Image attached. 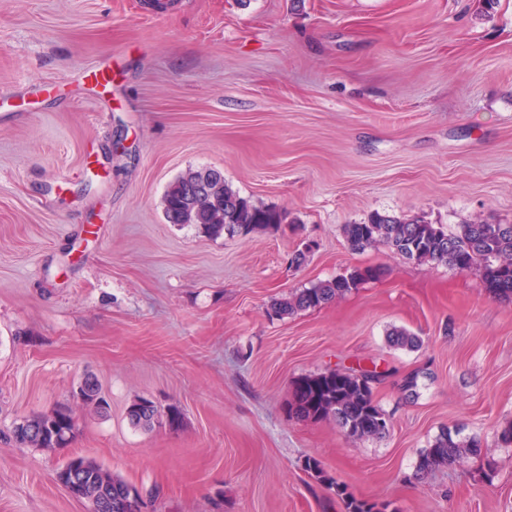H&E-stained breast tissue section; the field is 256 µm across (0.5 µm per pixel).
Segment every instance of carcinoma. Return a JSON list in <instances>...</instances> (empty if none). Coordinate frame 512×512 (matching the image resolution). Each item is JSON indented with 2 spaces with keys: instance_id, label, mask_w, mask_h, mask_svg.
I'll return each instance as SVG.
<instances>
[{
  "instance_id": "1",
  "label": "carcinoma",
  "mask_w": 512,
  "mask_h": 512,
  "mask_svg": "<svg viewBox=\"0 0 512 512\" xmlns=\"http://www.w3.org/2000/svg\"><path fill=\"white\" fill-rule=\"evenodd\" d=\"M205 170L190 171L170 185L165 194V218L170 224H197L213 237L223 234L247 236L260 229L280 225L282 215L276 210L256 207L226 186H221L210 198L197 197L196 185ZM343 235L353 250L386 246L405 259L420 263L446 262L480 273L485 290L501 298H512V224H461L455 232H447L436 224L413 219H400L375 214L366 224H346ZM375 271L368 268L350 276H340L310 288H303L287 300L272 306L276 316L316 308L343 296L360 281L372 279ZM394 347L418 348L422 339L403 329L389 334ZM295 413L307 418L331 419L341 428L351 427L355 440H377L386 433L377 423L388 414L375 403L374 391L366 382L350 373L336 371L303 377L293 392ZM140 403L130 407V420L137 426H151L159 417L157 409L146 415L139 412ZM35 431L13 429L16 444L31 448H61L74 434L73 411L61 406L49 414L33 418ZM482 454L481 441L475 437L463 439L459 431L442 433L432 447L420 456L416 477L425 478L440 466L460 464L468 457ZM84 470L85 491L97 494L105 507L101 512H141L142 502L131 495V486L115 477L102 465L77 458ZM306 471L334 490L346 512H387L389 505L369 503L349 495L345 488L328 475L321 463L313 458L305 462Z\"/></svg>"
}]
</instances>
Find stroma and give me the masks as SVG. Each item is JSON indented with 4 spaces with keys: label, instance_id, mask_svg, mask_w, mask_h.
<instances>
[{
    "label": "stroma",
    "instance_id": "35a3bbf8",
    "mask_svg": "<svg viewBox=\"0 0 512 512\" xmlns=\"http://www.w3.org/2000/svg\"><path fill=\"white\" fill-rule=\"evenodd\" d=\"M209 168L281 226L167 223L170 184ZM377 213L512 224V0H0V512H87L56 479L74 456L147 512H344L310 457L394 512H512V302L474 270L351 250L343 225ZM373 365L385 438L290 413L299 379ZM88 375L108 412L76 407L69 447H17ZM143 398L180 423L133 426ZM455 428L482 457L416 480ZM368 268L356 271L350 276H340L331 281L322 282L310 288L296 291L287 300L276 303L271 310L275 316L291 315L295 312L316 308L343 296L352 288H356L360 281L374 278L375 271Z\"/></svg>",
    "mask_w": 512,
    "mask_h": 512
}]
</instances>
